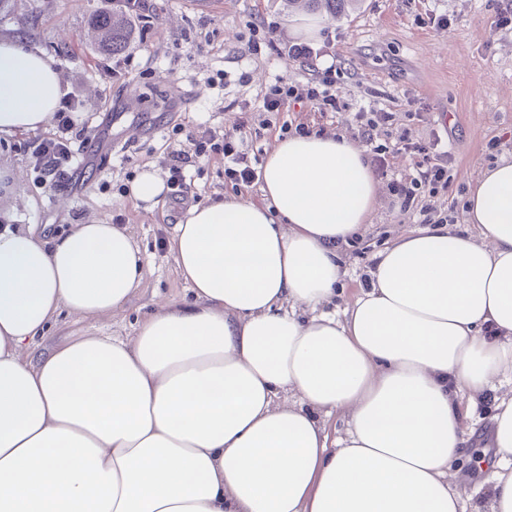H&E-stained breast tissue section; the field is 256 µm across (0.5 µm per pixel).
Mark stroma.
<instances>
[{
  "label": "stroma",
  "mask_w": 512,
  "mask_h": 512,
  "mask_svg": "<svg viewBox=\"0 0 512 512\" xmlns=\"http://www.w3.org/2000/svg\"><path fill=\"white\" fill-rule=\"evenodd\" d=\"M223 2V11L204 13L185 9L183 0H141L128 14L133 36L123 53L132 62L118 73L116 56L100 47L94 27L97 17L111 13L112 0H0V38H14L49 57L88 116L74 139L79 155L72 176L84 188L78 197L39 184L26 154L35 132L0 137V225L31 224L49 239L73 224L118 221L146 257L140 291L120 317L83 321L61 315L46 344L86 332L129 336L157 304L190 301L169 251L190 201L167 198L148 209L122 191L144 166L167 175L170 151L185 146L177 132L181 126L205 124L225 133L247 121L243 147L263 156L280 139L286 120L358 144L360 107L393 113V131H408L418 140L440 137L449 153L450 183L432 204L446 230L476 235V226L464 220L471 184L481 169L512 155V24L498 21L505 0H360L347 15H323L320 35L311 42L318 56L307 62L282 56L277 45L291 40L292 26L308 10L288 0ZM435 14L447 17V27L430 23ZM257 25L275 39V47L241 54ZM331 64L343 72L345 110L324 115L298 103L284 114L264 112L263 96L276 79L304 84ZM418 161L415 155L390 154L386 175L377 179L371 224L340 247L346 273L331 310L362 296L380 253L403 231L420 229L418 210L401 211L388 190L390 180L415 175ZM185 172L201 202L233 193L224 181L223 157L188 158ZM510 396L512 382H506L462 399L463 429L476 453L462 463L470 475L463 492L466 512H485L488 505L497 470L492 419L498 401Z\"/></svg>",
  "instance_id": "obj_1"
}]
</instances>
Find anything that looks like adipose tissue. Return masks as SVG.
<instances>
[{
    "mask_svg": "<svg viewBox=\"0 0 512 512\" xmlns=\"http://www.w3.org/2000/svg\"><path fill=\"white\" fill-rule=\"evenodd\" d=\"M63 94L44 53L0 38V136L43 127ZM377 193L345 136L277 140L260 201L177 224L192 302L42 350L62 313L123 311L145 257L116 224L1 228L0 512H462L460 399L512 374V157L467 197L477 236L401 233L326 312ZM491 436L489 510L512 512V397Z\"/></svg>",
    "mask_w": 512,
    "mask_h": 512,
    "instance_id": "adipose-tissue-1",
    "label": "adipose tissue"
}]
</instances>
